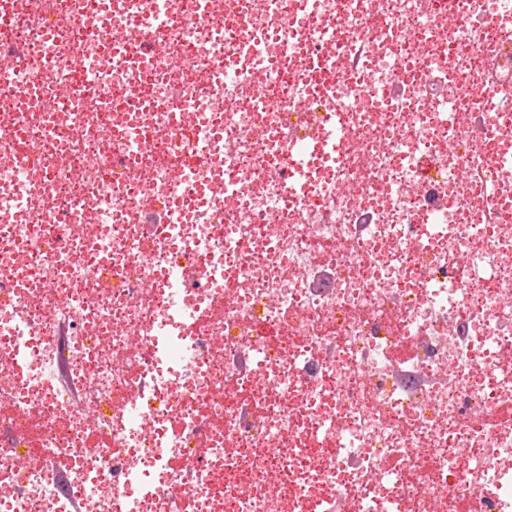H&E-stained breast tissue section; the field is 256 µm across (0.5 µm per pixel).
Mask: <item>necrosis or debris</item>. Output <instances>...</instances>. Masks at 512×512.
<instances>
[{
	"label": "necrosis or debris",
	"mask_w": 512,
	"mask_h": 512,
	"mask_svg": "<svg viewBox=\"0 0 512 512\" xmlns=\"http://www.w3.org/2000/svg\"><path fill=\"white\" fill-rule=\"evenodd\" d=\"M212 8L0 0V512H512V0Z\"/></svg>",
	"instance_id": "necrosis-or-debris-1"
}]
</instances>
